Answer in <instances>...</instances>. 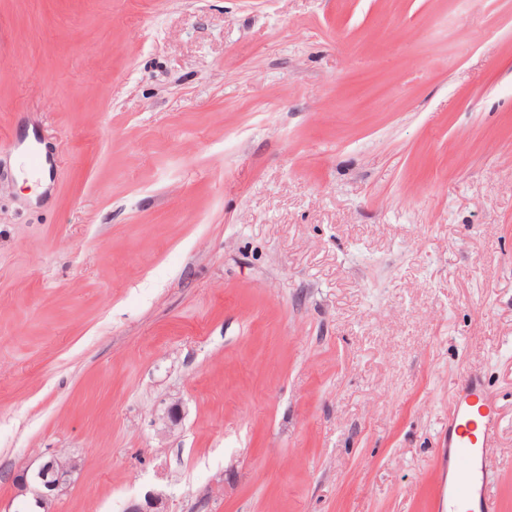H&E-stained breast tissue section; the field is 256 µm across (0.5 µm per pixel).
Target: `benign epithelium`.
Masks as SVG:
<instances>
[{"label": "benign epithelium", "instance_id": "1", "mask_svg": "<svg viewBox=\"0 0 512 512\" xmlns=\"http://www.w3.org/2000/svg\"><path fill=\"white\" fill-rule=\"evenodd\" d=\"M77 470L76 460L50 456L34 470L26 468L15 476L16 496L33 501L40 512H54L53 501L71 486ZM124 512H168L167 498L161 491H150L142 500L130 501Z\"/></svg>", "mask_w": 512, "mask_h": 512}]
</instances>
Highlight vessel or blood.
<instances>
[{
  "label": "vessel or blood",
  "mask_w": 512,
  "mask_h": 512,
  "mask_svg": "<svg viewBox=\"0 0 512 512\" xmlns=\"http://www.w3.org/2000/svg\"><path fill=\"white\" fill-rule=\"evenodd\" d=\"M448 418V466L453 477L441 499V512H499L487 491L493 468L489 446L498 422L496 409L484 398L479 380L469 376Z\"/></svg>",
  "instance_id": "vessel-or-blood-1"
}]
</instances>
